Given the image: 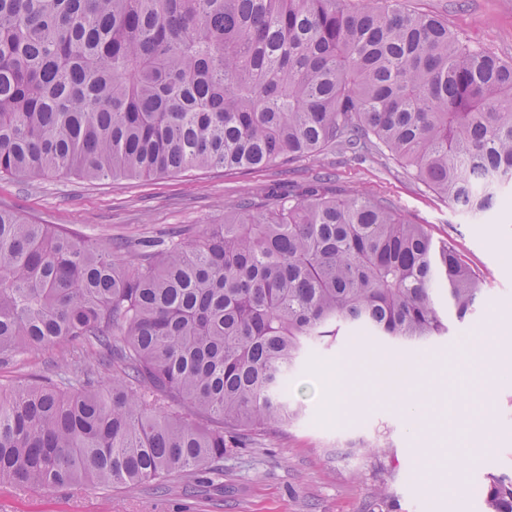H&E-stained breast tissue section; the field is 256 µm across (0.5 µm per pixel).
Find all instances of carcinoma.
<instances>
[{
	"instance_id": "obj_1",
	"label": "carcinoma",
	"mask_w": 512,
	"mask_h": 512,
	"mask_svg": "<svg viewBox=\"0 0 512 512\" xmlns=\"http://www.w3.org/2000/svg\"><path fill=\"white\" fill-rule=\"evenodd\" d=\"M384 148L473 218L512 183V60L404 0H0V179L149 178ZM112 249L0 209V484L134 489L224 459L297 414L305 343L346 324L419 343L484 280L390 202L321 183L198 234ZM112 373L100 387L97 370ZM484 512H512L488 473ZM66 357L65 348L57 346L39 354H32L20 358L13 366L0 368V384L5 387L24 385L34 373L51 368L56 362Z\"/></svg>"
}]
</instances>
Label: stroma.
Returning a JSON list of instances; mask_svg holds the SVG:
<instances>
[{
	"mask_svg": "<svg viewBox=\"0 0 512 512\" xmlns=\"http://www.w3.org/2000/svg\"><path fill=\"white\" fill-rule=\"evenodd\" d=\"M409 9L440 17L460 38L506 61L512 60V0H406ZM343 194L366 193L392 202L408 219L427 225L435 244L463 254L486 281L485 298L458 321L446 294L435 296L448 324L445 335L421 348L342 328L336 340L308 345L288 375L287 397L300 412L287 424L257 435L245 448L224 454L221 473L149 483L134 489L67 487L52 490L0 485V512H435L433 501L451 495L452 467L437 471L435 493L415 474L418 438L452 447L463 416L433 412L419 432L393 407L379 405L350 420L332 418L318 393L319 371L335 365L355 342L398 358L430 356L440 366L461 359L464 341L486 330L494 310H512V192L509 204L490 219L466 220L447 199L430 191L390 156L372 152L354 158L328 150L286 166L241 171L190 170L152 179L105 178L86 182L73 176L0 180V208L41 224L76 231L100 245L112 240L161 235L174 227L202 229L220 224L244 198L268 190L295 193L318 178ZM57 346L0 368V385L26 384L30 376L65 358ZM512 358L484 369L485 395L492 408L486 427L490 446L466 473L461 512H483L487 472L512 476ZM389 443L396 451L386 478L365 446ZM387 482L390 497L379 503L374 489Z\"/></svg>",
	"mask_w": 512,
	"mask_h": 512,
	"instance_id": "1",
	"label": "stroma"
}]
</instances>
